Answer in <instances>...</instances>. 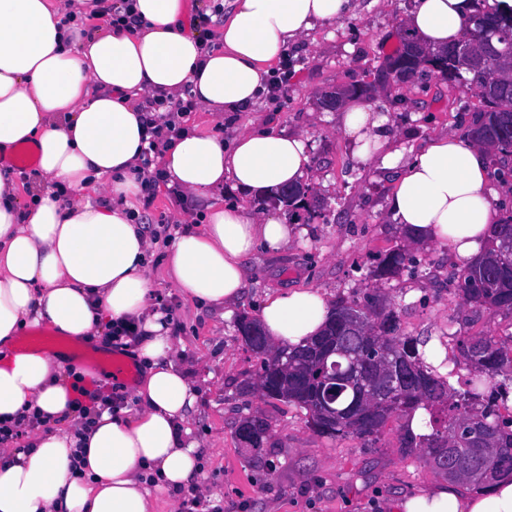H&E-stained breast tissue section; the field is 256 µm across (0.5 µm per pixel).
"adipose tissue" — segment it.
I'll return each mask as SVG.
<instances>
[{
    "mask_svg": "<svg viewBox=\"0 0 512 512\" xmlns=\"http://www.w3.org/2000/svg\"><path fill=\"white\" fill-rule=\"evenodd\" d=\"M133 8L137 21L125 30L108 24L107 0H0V151L34 148L41 180L25 192L0 168V424L25 435L22 447L0 448V512H158L157 492L179 491L200 472L187 426L195 389L153 308L151 242L132 215L148 145L139 97L188 94L218 121L246 111L288 46L344 19L352 0H228L209 48L188 30L190 0H134ZM73 9L90 28L62 25ZM473 11V0H414L405 29L436 49L460 38ZM341 113L344 133L397 170L391 220L456 259L477 256L501 221L500 163L489 150L451 133L404 161L387 151L389 132L371 104L354 97ZM310 165L304 139L273 127L250 125L228 145L196 130L171 137L161 152L168 185L182 203L205 208L204 224L171 243L173 287L200 305H236L248 257L260 246L280 249L293 229L225 203V188L268 193L300 184ZM331 311L325 291L297 288L267 294L258 316L272 342L297 345L319 334ZM128 321L146 370L127 405L97 408L89 425L71 402L91 371L16 347L43 324L90 343ZM33 415L43 428L29 430ZM396 512H512V480L475 492L442 482L402 495Z\"/></svg>",
    "mask_w": 512,
    "mask_h": 512,
    "instance_id": "adipose-tissue-1",
    "label": "adipose tissue"
}]
</instances>
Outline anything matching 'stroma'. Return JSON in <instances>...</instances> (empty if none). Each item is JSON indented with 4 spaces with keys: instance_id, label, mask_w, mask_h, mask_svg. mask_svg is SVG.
I'll return each mask as SVG.
<instances>
[{
    "instance_id": "1",
    "label": "stroma",
    "mask_w": 512,
    "mask_h": 512,
    "mask_svg": "<svg viewBox=\"0 0 512 512\" xmlns=\"http://www.w3.org/2000/svg\"><path fill=\"white\" fill-rule=\"evenodd\" d=\"M412 6L413 0H357L353 17L317 26L288 48L283 93L262 95L250 111L221 124L199 108L180 120L182 128L228 141L251 121L272 120L302 135L311 158L307 183L317 199L314 217L298 221L287 247L255 251L246 297L231 311L186 301L169 283L163 243L148 256L155 304L171 310L174 335L183 342L174 360L197 391L189 427L203 467L189 487L200 512H394L401 495L442 480L421 451L401 448L400 420L374 441L332 439L309 427L303 410L263 396L257 360L235 322L242 314L257 316L268 290L315 287L335 302L376 293L410 336H501L512 327V314L461 301L452 282L460 264L443 246L425 244L418 272L387 282L369 275L374 256L407 243L387 215L393 173L359 154L340 128L339 112L320 108V93L372 86L371 102L406 159L432 136L464 133L483 109L466 87L439 77L379 85L377 75L400 48L399 31ZM254 415L268 426L258 448L237 435L240 421Z\"/></svg>"
}]
</instances>
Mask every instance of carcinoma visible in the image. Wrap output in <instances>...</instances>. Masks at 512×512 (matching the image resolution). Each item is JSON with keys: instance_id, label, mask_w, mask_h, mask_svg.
I'll use <instances>...</instances> for the list:
<instances>
[{"instance_id": "cac0c4a2", "label": "carcinoma", "mask_w": 512, "mask_h": 512, "mask_svg": "<svg viewBox=\"0 0 512 512\" xmlns=\"http://www.w3.org/2000/svg\"><path fill=\"white\" fill-rule=\"evenodd\" d=\"M476 9L463 24V36L455 46L483 57L479 69H468L467 56L448 60L447 67L423 61L419 76L433 73L449 78L448 71L456 68L469 71L468 90L480 97L485 110L465 132L477 143L491 147L498 154L512 155V18L497 17L481 8L483 0H474ZM512 240V216L495 225L485 252L477 261L466 264L456 273V290L466 304L479 309L512 313V253L501 247ZM420 264L408 247L381 255L370 271L376 281L390 280L413 265ZM338 338L343 354L322 360L315 353L314 342L286 345L278 352H255L258 360V381L271 390L265 397L294 405L306 411L307 423L316 432L332 438H354L371 441L387 422L409 417L422 409L429 420L430 432L416 435L411 427L401 428L400 447L410 451L423 449L424 457L448 480L464 482L475 489L488 486L503 476H512V416L500 413V403L507 399L503 386L494 385L498 377H512V335L453 336L452 350L469 367L466 389H455L449 382L452 372L441 373L448 367V358L434 364L426 361L427 341L399 333L397 312L379 297L368 295L363 302H336L333 319L320 338ZM409 360L415 368L414 381L394 395L384 391L379 383L365 403H359L344 422L322 416L320 391H334L332 406L342 409L353 399L351 389L332 382L337 362L347 368L349 360L358 362L366 375L377 373L384 363V352ZM485 420L489 445L448 452L451 429L456 422L468 420L473 412Z\"/></svg>"}]
</instances>
